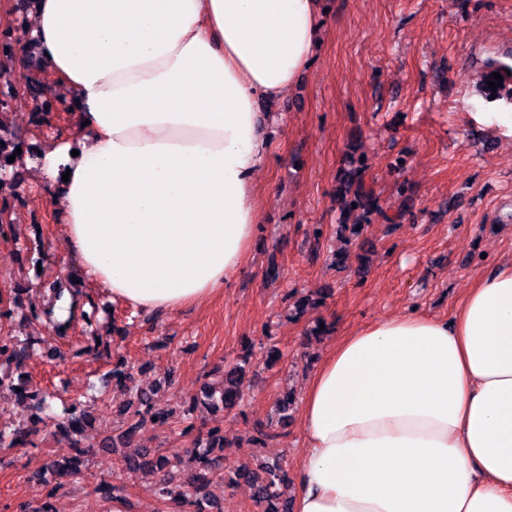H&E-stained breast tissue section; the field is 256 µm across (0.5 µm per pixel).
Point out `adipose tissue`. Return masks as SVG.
I'll return each mask as SVG.
<instances>
[{"label":"adipose tissue","instance_id":"obj_1","mask_svg":"<svg viewBox=\"0 0 512 512\" xmlns=\"http://www.w3.org/2000/svg\"><path fill=\"white\" fill-rule=\"evenodd\" d=\"M319 0H34L26 31L77 104L32 165L67 250L115 303L173 313L228 285L260 224L276 111ZM293 512H512V261L450 319L343 336L302 399Z\"/></svg>","mask_w":512,"mask_h":512}]
</instances>
